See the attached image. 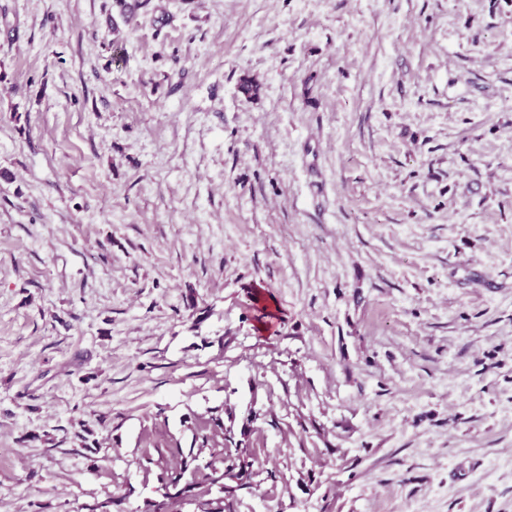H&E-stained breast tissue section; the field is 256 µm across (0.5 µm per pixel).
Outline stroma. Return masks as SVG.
Listing matches in <instances>:
<instances>
[{
	"label": "stroma",
	"instance_id": "35a3bbf8",
	"mask_svg": "<svg viewBox=\"0 0 512 512\" xmlns=\"http://www.w3.org/2000/svg\"><path fill=\"white\" fill-rule=\"evenodd\" d=\"M216 432L235 512H512V0H0V512Z\"/></svg>",
	"mask_w": 512,
	"mask_h": 512
}]
</instances>
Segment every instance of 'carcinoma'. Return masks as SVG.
Listing matches in <instances>:
<instances>
[{"label": "carcinoma", "instance_id": "cac0c4a2", "mask_svg": "<svg viewBox=\"0 0 512 512\" xmlns=\"http://www.w3.org/2000/svg\"><path fill=\"white\" fill-rule=\"evenodd\" d=\"M245 469L247 462L235 466L229 465L222 468L216 465L215 454H209V459H204L203 449H189L188 455L182 457L181 467L175 476L163 487L162 500L148 504L146 512H174L183 501L192 496V492L201 486H216L219 492H224V479L239 478L235 468ZM190 473L191 479L182 482L185 473Z\"/></svg>", "mask_w": 512, "mask_h": 512}]
</instances>
